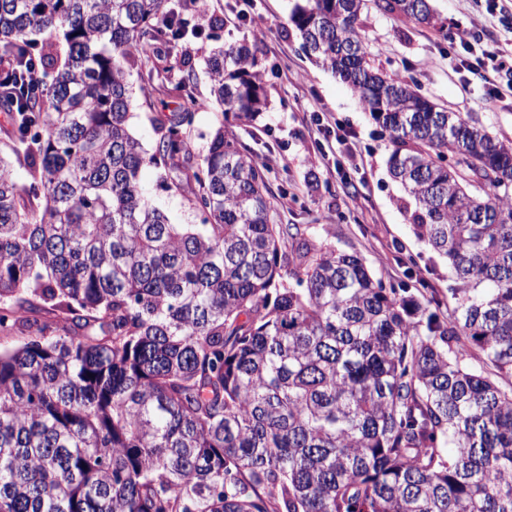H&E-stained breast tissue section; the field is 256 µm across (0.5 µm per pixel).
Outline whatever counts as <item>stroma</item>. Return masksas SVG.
<instances>
[{
    "label": "stroma",
    "mask_w": 512,
    "mask_h": 512,
    "mask_svg": "<svg viewBox=\"0 0 512 512\" xmlns=\"http://www.w3.org/2000/svg\"><path fill=\"white\" fill-rule=\"evenodd\" d=\"M295 0H186L182 16L189 35L175 52L193 69L187 89H179L181 70L149 78L157 60L141 57L127 67L132 86L130 128L146 150H154L157 130L172 113L195 110L187 143L194 161L206 153L217 127L268 167L273 214L277 223L297 224L336 249L364 258L385 283L448 300L453 281L442 259L416 240L408 211L413 201L388 174L392 145L363 109L357 95L339 78L313 63L301 48L290 14ZM448 32L478 22L483 44L512 47V0H431ZM222 21L226 42L257 40L267 95L264 112L251 125L223 113L211 100L204 60L214 48L209 28L197 16ZM362 30L377 65L414 81L428 99L451 112L472 115L477 125L502 140H512V92L499 78L501 97L488 84L457 69L448 41L429 27L416 26L368 8ZM201 109H194V102ZM343 123L355 133L338 143L317 124ZM140 180L154 202L175 224H196L190 204L193 186L168 190L153 168Z\"/></svg>",
    "instance_id": "35a3bbf8"
}]
</instances>
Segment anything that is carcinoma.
Wrapping results in <instances>:
<instances>
[{
    "instance_id": "carcinoma-1",
    "label": "carcinoma",
    "mask_w": 512,
    "mask_h": 512,
    "mask_svg": "<svg viewBox=\"0 0 512 512\" xmlns=\"http://www.w3.org/2000/svg\"><path fill=\"white\" fill-rule=\"evenodd\" d=\"M448 35L429 0H300L305 53L388 134L435 297L272 217L266 166L192 111L147 153L125 64L187 30L172 0H0V512H512V141L376 66L368 3ZM258 48L206 59L223 111L267 105ZM185 176L200 224L141 187ZM3 106L0 107V153L13 166L16 179L20 185H26L31 180L30 170L24 162L22 155L20 159L13 152L15 146L12 134L11 116Z\"/></svg>"
}]
</instances>
